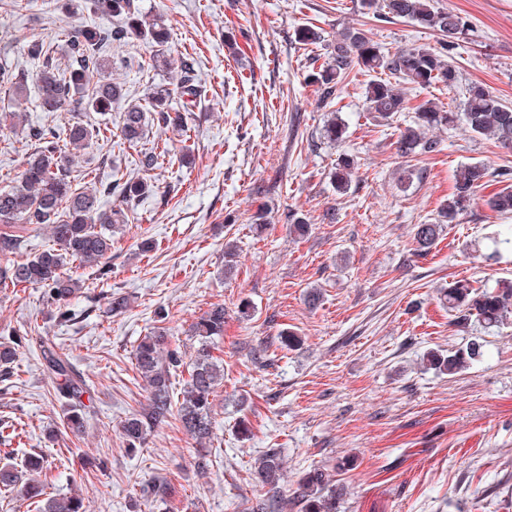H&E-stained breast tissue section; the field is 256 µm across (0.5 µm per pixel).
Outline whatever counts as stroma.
I'll use <instances>...</instances> for the list:
<instances>
[{
    "label": "stroma",
    "instance_id": "35a3bbf8",
    "mask_svg": "<svg viewBox=\"0 0 512 512\" xmlns=\"http://www.w3.org/2000/svg\"><path fill=\"white\" fill-rule=\"evenodd\" d=\"M135 2L163 16L170 37L161 46L138 38L112 46L127 62L114 78L138 100L168 84L165 60L184 56L202 92L184 129L153 128L152 139L172 154L161 167L139 173L135 150L116 139L93 143L75 162L79 174L141 176L150 186L126 210L104 279L73 267L86 283L71 302L76 320L59 321L41 289L0 291V330L23 338L13 376L0 377V423H12L0 430V453L42 454L47 496L81 494L92 512H257L266 490L253 464L269 448L282 449L288 466L282 512H300L293 492L314 467L337 471L346 486L336 512H512V320L463 328L440 301L441 289L460 279L492 287L512 278V250L492 244L512 216L487 204L512 185V149L458 124L436 130L441 152L400 157L396 141L410 116L385 121L368 112L371 75L358 69L339 92L346 139L328 143V109L307 66L310 55L328 58L348 27L386 52L435 47L439 36L385 17L382 0L369 8L364 0ZM437 2L468 24L451 52L460 78L451 88L407 91L410 106L430 100L457 111L474 84L512 105V0ZM62 3L0 0V58L36 73L15 36L55 49L63 30L93 21L90 10L72 14ZM303 27L321 36L308 50L296 40ZM33 149L22 131L0 130V188ZM344 153L356 169L340 194L332 172ZM472 162L492 170L489 183L436 247L417 253L414 225L434 221L456 169ZM294 215L309 226L300 239L290 233ZM229 242L236 258L228 270ZM315 287L322 299L312 308L305 296ZM114 291L129 296L125 312H110ZM213 304L224 307L215 341L224 382L214 400L212 464L200 476L198 444L177 420L133 452L118 426L145 401L133 365L143 336L164 327L171 344L193 354L191 326ZM285 329L301 337V349L282 348ZM41 336L93 389L81 437L59 431L67 404L43 365ZM478 337L483 358L454 376L423 361L430 350L456 351ZM156 477L175 489L166 502L141 495Z\"/></svg>",
    "mask_w": 512,
    "mask_h": 512
}]
</instances>
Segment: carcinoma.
<instances>
[{
	"instance_id": "carcinoma-1",
	"label": "carcinoma",
	"mask_w": 512,
	"mask_h": 512,
	"mask_svg": "<svg viewBox=\"0 0 512 512\" xmlns=\"http://www.w3.org/2000/svg\"><path fill=\"white\" fill-rule=\"evenodd\" d=\"M90 10L100 19H118L116 26L99 23L74 27L62 39V51L67 66L62 68L51 56L45 43L36 38L23 41L22 51L39 62L35 77L38 106L44 112H84L104 117L120 110V138L139 150L136 165L143 172L159 167L162 153L146 147L150 122L159 127L177 126L183 116L171 115L170 89L154 88L143 100L127 98L123 85L112 78L116 62L106 53L107 48L121 44L132 37L157 44L169 39L162 17L140 13L135 0H88ZM385 15L404 18L423 29L442 36L440 49L424 46L402 48L390 54L370 39L362 30L348 28L336 39L332 61L313 73L319 84L321 99L336 98L340 87L357 66L366 72L386 75L367 85V110L389 120L408 109V100L399 84H413L422 89L441 84L452 86L457 80V69L449 56L454 40L467 31L466 21L459 15L434 4V0H384ZM171 79L187 109L199 95V84L191 62L182 58L167 62ZM0 86L10 89L15 107L3 116L11 127H20L26 120L23 104L27 101L28 78L6 60L0 62ZM466 128L476 138L495 141L512 149V107L504 104L481 85L468 89V97L460 113ZM454 113L442 112L428 100L414 108L412 123L400 131L397 147L404 157L432 154L439 151V140L427 136V130L446 127L453 123ZM346 133V124L339 113L327 117L322 137L330 143H340ZM112 134L107 126L89 120L65 126H29L26 137L35 143V149L26 155L17 185L0 189V288L33 286L44 289L47 301L55 307L57 317L65 322L73 320L70 300L83 287V282L67 273V266L77 262L83 266H97L98 275L106 270L99 267L112 254V227L123 224L126 213L122 205L148 192L141 180L119 178L102 182L93 180L79 188L73 185L72 166L96 140ZM354 160L345 155L337 163L336 192L343 194L351 185ZM490 177L482 163L462 166L457 174L454 191L440 206L438 219L431 224L414 225L413 239L416 251L427 253L443 235L445 225L452 224L470 203L475 190ZM115 197L120 205L104 210L101 199ZM497 213H512V188L504 187L489 200ZM49 228L52 245L31 258L18 259L24 243L23 236L14 231L15 225ZM448 311L463 319L475 317L486 328L498 327L512 313V280L502 279L492 288H475L467 280L454 282L443 291ZM198 347L188 369V379L181 391L182 399L174 400L172 373L184 365L179 348L171 346L163 331H156L141 339L134 353L135 369L144 382L147 404L129 414L121 424V434L128 449L143 447L148 433L175 417L183 429L200 443L213 436L215 420L213 402L218 387L224 382V366L211 351L212 340L224 333V305L217 304L206 311L194 325ZM22 340L0 342V372L8 376L18 359ZM50 379L59 395L68 400L70 411L64 426L75 434L85 431L82 397L92 399L86 381L77 374L69 358L56 350L48 339L39 340ZM485 344L472 340L465 349L431 351L427 365L440 374L454 376L468 368L484 355ZM44 467L40 457L27 456L23 470L5 463L0 465V493H17L21 498L36 503V512H90V505L77 496L49 498L44 505L39 484L22 482L23 473H37ZM255 479L267 488L262 504L266 512L280 509L279 487L287 470L281 451L269 448L254 461ZM343 487L322 469L307 471L297 482L294 499L302 504L301 512H336V499ZM174 489L165 480H155L142 489V495L153 500L172 497Z\"/></svg>"
}]
</instances>
